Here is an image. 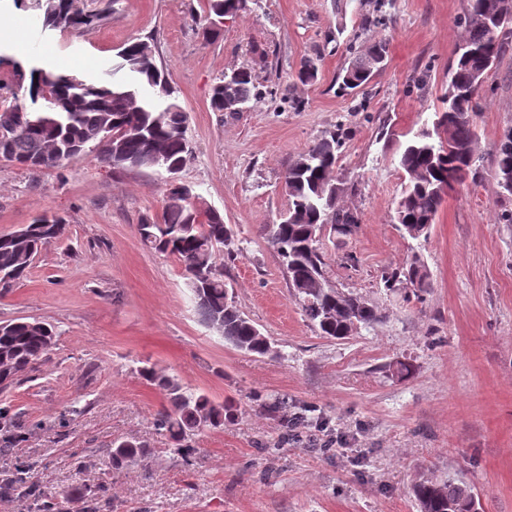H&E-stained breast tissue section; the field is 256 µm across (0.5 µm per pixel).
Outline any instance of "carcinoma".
<instances>
[{"mask_svg":"<svg viewBox=\"0 0 512 512\" xmlns=\"http://www.w3.org/2000/svg\"><path fill=\"white\" fill-rule=\"evenodd\" d=\"M201 18L211 31L221 19L236 18L249 10L252 0H207ZM18 7L37 12L46 30H80L103 21L111 7L86 11L76 0H15ZM459 25L463 38L448 70V85L431 124L407 140L399 166L408 175L397 202L394 220L413 240L430 236L445 197L467 176L481 173L482 153L477 126L478 99L489 73L501 56L499 34L512 31V0H469ZM349 65L339 74V89L353 92L368 84L386 56L378 41L361 53L350 51ZM118 69L132 75L130 82H111L39 64L14 53L0 52V67L8 68L10 82L0 85V160L28 169H54L65 161L92 153L113 169L181 170L192 152L187 137V113L174 96L168 74L156 63L150 45L135 41L119 53ZM311 58L300 62L296 78L302 83L317 78ZM258 92L251 72L242 68L224 74L211 90L210 105L226 111L231 97L245 105ZM343 146L342 136L331 132L315 139L290 165L284 180L288 212L278 224L266 227L268 242L282 258L288 279L306 317L319 335L345 339L358 329L383 319L378 307L354 293H344L327 273L318 247L319 235L331 226L349 237L358 229L354 214L340 206L341 188L333 172ZM494 179L502 197H512V131L496 147ZM141 241L173 257L181 266L186 288L201 321L234 348L267 355L271 341L237 307L224 281V265L217 262L232 243L233 227L202 198L188 199L166 187L160 217L144 218L138 225ZM69 236V225L55 214L42 213L24 231L0 233V295L12 292L27 279L41 249ZM379 285L386 291L408 289L419 298L432 281L421 252L411 250L404 265L381 271ZM55 328L39 320L0 322V387L11 386L55 345ZM141 375L164 391L167 405L154 417L156 430L171 441L182 442L206 427L235 421L232 407L217 404L204 394L184 388L175 378L142 367ZM311 425L305 413L287 420L285 436L299 438ZM145 445L132 441L112 443V469L133 466L144 456ZM420 512H477V496L464 481L419 482L414 489ZM36 512H54V500L31 486ZM110 501L109 488L99 487L81 498L78 512H97Z\"/></svg>","mask_w":512,"mask_h":512,"instance_id":"cac0c4a2","label":"carcinoma"}]
</instances>
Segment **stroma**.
<instances>
[{
  "label": "stroma",
  "mask_w": 512,
  "mask_h": 512,
  "mask_svg": "<svg viewBox=\"0 0 512 512\" xmlns=\"http://www.w3.org/2000/svg\"><path fill=\"white\" fill-rule=\"evenodd\" d=\"M373 2L257 0L208 36L206 0H112L105 21L64 34L0 0V48L12 50L20 31L28 57L63 69L99 78L113 68L124 80L120 49L151 42L188 114L192 154L180 178L233 225L219 256L224 279L274 344L265 356L227 344L200 321L178 263L143 245L138 224L165 205L153 171L90 154L57 169L0 162V233L45 210L70 226L0 297V321L37 319L58 332L35 372L0 389L12 422L0 430V487L27 462L57 512H74L77 495L102 485L112 494L103 512H419L417 482L460 479L481 512H512V224L502 219L512 201L492 177L496 144L512 130V38L480 100L482 176L448 192L421 248L433 286L407 299L378 286L412 244L392 220L399 155L406 133L441 105L468 0H391L386 20L369 27ZM376 40L387 44L384 62L364 91L341 94L349 45ZM305 57L316 58L318 77L303 84L295 71ZM239 67L259 98L235 114L212 111V86ZM337 129L335 182L360 227L347 238L324 231L327 270L386 312L347 340L314 331L264 232L288 207V166ZM147 363L234 406L236 420L193 436L191 456L173 451L153 426L166 399L141 376ZM274 399L286 405L267 414ZM308 408L318 424L284 443L286 418ZM336 439L331 455L317 452ZM116 440L147 453L113 470Z\"/></svg>",
  "instance_id": "35a3bbf8"
}]
</instances>
